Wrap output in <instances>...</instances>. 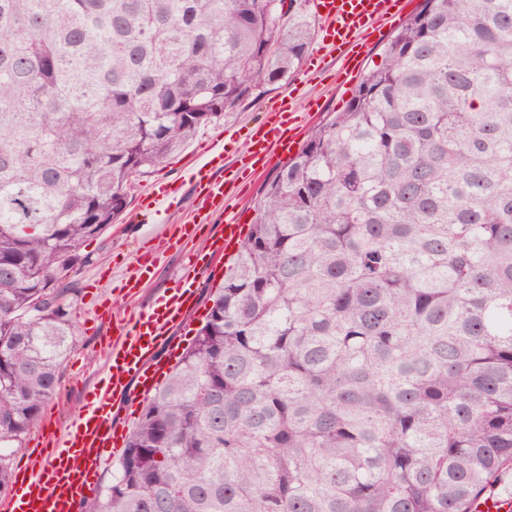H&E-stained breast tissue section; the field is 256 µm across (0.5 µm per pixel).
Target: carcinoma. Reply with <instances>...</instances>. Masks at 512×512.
<instances>
[{
    "mask_svg": "<svg viewBox=\"0 0 512 512\" xmlns=\"http://www.w3.org/2000/svg\"><path fill=\"white\" fill-rule=\"evenodd\" d=\"M312 39L298 0H0V496L84 244ZM254 212L81 512H476L512 468V0H422Z\"/></svg>",
    "mask_w": 512,
    "mask_h": 512,
    "instance_id": "1",
    "label": "carcinoma"
}]
</instances>
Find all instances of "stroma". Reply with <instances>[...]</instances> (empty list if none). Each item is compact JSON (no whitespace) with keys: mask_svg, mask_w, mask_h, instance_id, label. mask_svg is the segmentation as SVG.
Wrapping results in <instances>:
<instances>
[{"mask_svg":"<svg viewBox=\"0 0 512 512\" xmlns=\"http://www.w3.org/2000/svg\"><path fill=\"white\" fill-rule=\"evenodd\" d=\"M311 48L324 56L328 68L326 74L308 80L302 69H295L286 82L266 87L256 98L202 129L184 151L135 181L123 223L112 225L97 239L87 242L84 251L89 254L90 261L72 279L76 345L62 369L58 391L48 402L57 425L71 422L105 377L102 349L115 335V321L133 317L160 291L174 287L181 275L186 252H201L209 247L212 227L203 228L195 238L180 243L175 240L178 227L190 221L198 207L193 193L180 184L184 168L201 162L208 145L218 134L244 143L250 127L260 120L268 103L281 95L294 93V104L304 113L302 129L306 132L323 121L326 114L345 109L354 88L334 82L332 73L339 66L337 52L325 41L323 29H316ZM317 98L324 103L322 111L307 113L308 100ZM165 183L180 185L178 204L161 208L150 222H143L137 209L140 197L146 196L154 186ZM146 247L155 250L159 264L154 277L144 282L138 294L133 296L128 294L125 281L134 275L137 260ZM221 281V276L209 272L203 274L194 311L183 325L171 331L174 344L186 347L194 337L211 306L209 292Z\"/></svg>","mask_w":512,"mask_h":512,"instance_id":"stroma-1","label":"stroma"}]
</instances>
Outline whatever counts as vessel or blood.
I'll list each match as a JSON object with an SVG mask.
<instances>
[{
	"instance_id": "b4317fda",
	"label": "vessel or blood",
	"mask_w": 512,
	"mask_h": 512,
	"mask_svg": "<svg viewBox=\"0 0 512 512\" xmlns=\"http://www.w3.org/2000/svg\"><path fill=\"white\" fill-rule=\"evenodd\" d=\"M314 3L317 17L325 23L326 40L346 58L358 49V37L363 31L392 23L405 9L407 0ZM300 122L299 113L282 97L273 101L252 127L246 155L225 163L227 147L213 142L205 162L187 171L186 180L203 211L196 223L180 226L179 237H193L197 224L209 223L212 212L223 210L241 173L258 178L272 166L275 157L292 154ZM240 230L233 221L220 227L215 247L185 262V273L175 288L159 296L130 323L119 324L118 337L107 349L110 363L104 383L65 432L47 437L46 444L52 449L50 461L29 460L13 493L0 500V512H77L79 503L95 494L104 452L123 444L122 427L112 423L116 404L130 386H138L145 393L154 389L159 365L153 355L193 306L198 294L196 271H217L225 251L238 250Z\"/></svg>"
}]
</instances>
